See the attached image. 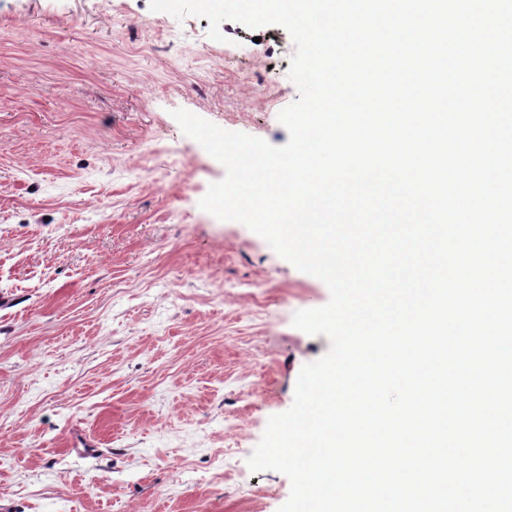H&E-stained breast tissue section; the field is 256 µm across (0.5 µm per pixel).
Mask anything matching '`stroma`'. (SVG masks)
<instances>
[{"label": "stroma", "instance_id": "obj_1", "mask_svg": "<svg viewBox=\"0 0 512 512\" xmlns=\"http://www.w3.org/2000/svg\"><path fill=\"white\" fill-rule=\"evenodd\" d=\"M209 26L149 0H0V512L289 498L247 459L330 347L292 325L330 291L200 208L226 171L172 112L285 145L294 44Z\"/></svg>", "mask_w": 512, "mask_h": 512}]
</instances>
